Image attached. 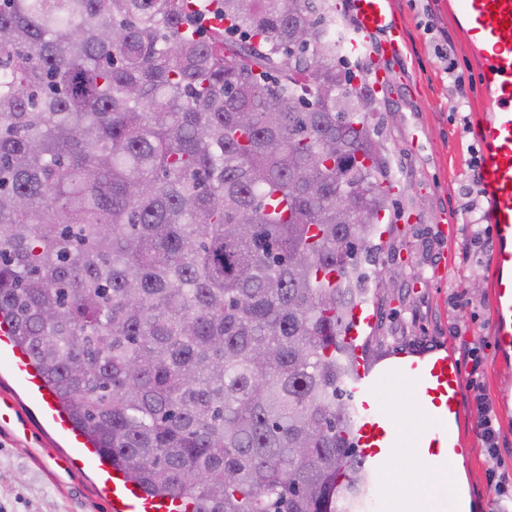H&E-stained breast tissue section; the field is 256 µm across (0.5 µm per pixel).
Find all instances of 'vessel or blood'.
Listing matches in <instances>:
<instances>
[{"label":"vessel or blood","mask_w":512,"mask_h":512,"mask_svg":"<svg viewBox=\"0 0 512 512\" xmlns=\"http://www.w3.org/2000/svg\"><path fill=\"white\" fill-rule=\"evenodd\" d=\"M357 20L353 48L363 47L369 36L384 35L381 51L393 55L403 44L394 17L393 0H349ZM448 10L479 62L485 102L480 127L482 146L480 188L488 200L487 219L497 241L492 283L493 340L498 349L512 350V0H449ZM0 368L7 370L23 392L35 401L52 430L78 451L63 458L95 466L112 512H190L192 505L179 496H147L124 474L100 464L89 440L76 430L29 356L19 347L9 324L0 323ZM405 379L418 394L429 425L416 438L415 452L448 462L460 452L455 426L461 409L462 383L458 364L447 350L421 355H400L392 363L360 362L352 379L357 397L354 440L363 466L374 473L387 467L390 450L400 431L377 399L382 377Z\"/></svg>","instance_id":"1"}]
</instances>
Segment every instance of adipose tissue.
Here are the masks:
<instances>
[{"label": "adipose tissue", "instance_id": "adipose-tissue-1", "mask_svg": "<svg viewBox=\"0 0 512 512\" xmlns=\"http://www.w3.org/2000/svg\"><path fill=\"white\" fill-rule=\"evenodd\" d=\"M390 455L397 462L396 467L384 474L391 512H428L436 499L435 489L421 485L419 477L423 470L431 468V461L414 454L406 435L391 449Z\"/></svg>", "mask_w": 512, "mask_h": 512}]
</instances>
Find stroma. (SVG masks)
Returning a JSON list of instances; mask_svg holds the SVG:
<instances>
[{
  "label": "stroma",
  "mask_w": 512,
  "mask_h": 512,
  "mask_svg": "<svg viewBox=\"0 0 512 512\" xmlns=\"http://www.w3.org/2000/svg\"><path fill=\"white\" fill-rule=\"evenodd\" d=\"M393 8L406 46L377 59L392 75L379 94L378 118L401 215L381 237L363 351L377 362L442 348L458 361L466 382L473 366L481 367L498 420L497 448L487 452L478 437L479 410L466 385L457 426L466 478L443 489L436 505L452 512L466 499L470 512H498L496 480L512 475V352L499 351L491 339L496 244L472 243L479 216L466 204L472 160L481 151L479 66L448 0H393ZM2 392L13 395L27 428H0V512H110L95 469L58 465L68 453L65 442L0 370Z\"/></svg>",
  "instance_id": "1"
}]
</instances>
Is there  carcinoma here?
<instances>
[{"mask_svg": "<svg viewBox=\"0 0 512 512\" xmlns=\"http://www.w3.org/2000/svg\"><path fill=\"white\" fill-rule=\"evenodd\" d=\"M335 0H0V321L191 512H341L349 314L393 223Z\"/></svg>", "mask_w": 512, "mask_h": 512, "instance_id": "obj_1", "label": "carcinoma"}]
</instances>
